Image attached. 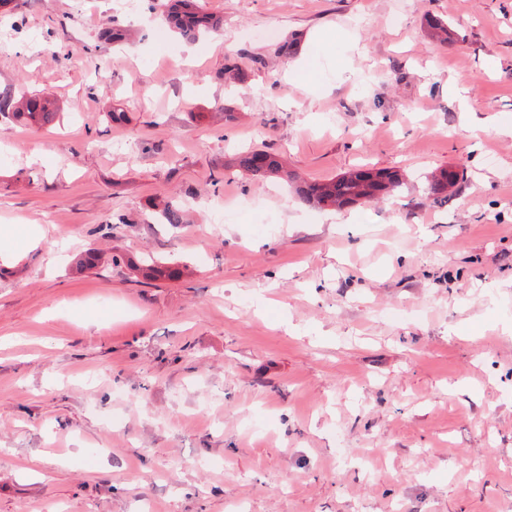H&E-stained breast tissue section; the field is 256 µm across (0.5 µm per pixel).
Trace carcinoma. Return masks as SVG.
<instances>
[{
    "instance_id": "cac0c4a2",
    "label": "carcinoma",
    "mask_w": 512,
    "mask_h": 512,
    "mask_svg": "<svg viewBox=\"0 0 512 512\" xmlns=\"http://www.w3.org/2000/svg\"><path fill=\"white\" fill-rule=\"evenodd\" d=\"M165 19L170 28L187 41H194L213 27L211 18L200 11L196 0H165ZM14 109L17 119L25 126H44L53 121L55 113L49 103L36 97L25 98L21 105L12 106L11 98H0V112ZM239 172L253 178L288 175L280 156L265 150H247L236 157ZM464 179V173L451 167L442 168L426 176L427 197L438 207L448 205L453 189ZM404 184L403 175L396 170L355 168L327 180L302 182L296 193L312 207L343 208L355 204L370 203L382 196L394 194ZM148 271L156 277L173 279L179 269L159 260L148 265Z\"/></svg>"
}]
</instances>
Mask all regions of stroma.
<instances>
[{
    "label": "stroma",
    "instance_id": "35a3bbf8",
    "mask_svg": "<svg viewBox=\"0 0 512 512\" xmlns=\"http://www.w3.org/2000/svg\"><path fill=\"white\" fill-rule=\"evenodd\" d=\"M151 4L0 15L42 38L0 96L57 109L0 114V227L38 232L0 257V512H512V0H197L193 42ZM248 149L406 183L312 208ZM10 97L0 98V112L14 108L17 119L25 126H44L53 121L55 112L49 109V103L36 96L26 97L20 106L11 105ZM235 162L239 172L253 179L274 176L291 178V174H288V171L285 170L280 156L274 152L265 150L243 151L238 154ZM464 179L463 171H458L452 167L442 168L426 176L427 197L438 207L448 205V201L453 195L454 188Z\"/></svg>",
    "mask_w": 512,
    "mask_h": 512
}]
</instances>
